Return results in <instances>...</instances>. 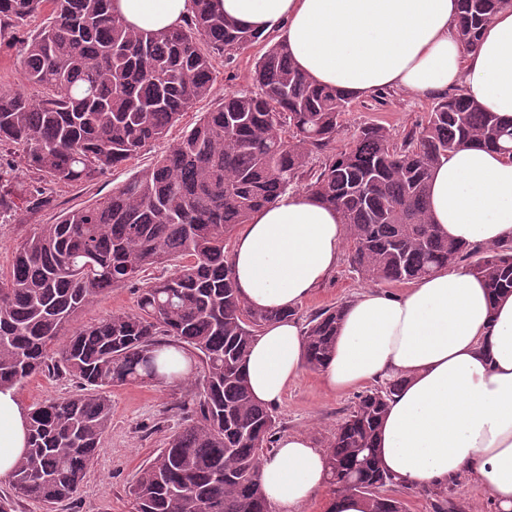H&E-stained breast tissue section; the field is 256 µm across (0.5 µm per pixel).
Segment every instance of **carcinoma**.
<instances>
[{
    "label": "carcinoma",
    "instance_id": "cac0c4a2",
    "mask_svg": "<svg viewBox=\"0 0 512 512\" xmlns=\"http://www.w3.org/2000/svg\"><path fill=\"white\" fill-rule=\"evenodd\" d=\"M507 0H461L458 36L469 50ZM19 74L42 88L32 97L0 91V157L37 175L27 211L52 202L49 187L95 181L167 137L180 116L212 95L216 59H231L261 38L195 0L182 25L158 32L128 27L112 0H0V36L22 29ZM255 89L224 95L155 164L112 195L38 224L0 273V386L52 369L86 392L29 411L27 454L16 464V496L60 504L78 491L102 448L112 415L106 389L166 378L165 348L198 359L191 398L178 405L188 424L137 473L134 512H272L260 481L276 417L247 385L244 367L263 327L292 311L254 310L236 288L225 254L233 227L304 187L336 209L348 261L365 281H415L472 259L469 271L497 296L512 292V244L479 246L443 237L426 208L434 166L468 145L508 152L512 121L463 94L441 96L419 129L402 139L374 123L344 149L336 139L352 99L312 83L276 42L256 62ZM0 219L14 212L1 183ZM168 278L146 283L137 308L72 326L78 311L134 284L157 264ZM346 304L314 314L303 361L320 369L333 353ZM405 379L358 395L326 451L333 494L365 498L368 512H406L381 494L399 485L379 463L376 435Z\"/></svg>",
    "mask_w": 512,
    "mask_h": 512
}]
</instances>
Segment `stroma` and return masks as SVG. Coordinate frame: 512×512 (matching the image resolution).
<instances>
[{
	"instance_id": "stroma-1",
	"label": "stroma",
	"mask_w": 512,
	"mask_h": 512,
	"mask_svg": "<svg viewBox=\"0 0 512 512\" xmlns=\"http://www.w3.org/2000/svg\"><path fill=\"white\" fill-rule=\"evenodd\" d=\"M276 34L263 35L232 61L218 60L217 79L210 98L197 102L169 130L165 140L147 146L125 165L107 170L94 184L57 187L53 207L36 214L18 209L14 220L0 223V270L9 271L16 247L36 224L54 223L60 212L79 208L111 195L134 174L150 168L156 159L208 111L214 109L225 93L248 89L258 58L275 43ZM432 105L422 98L398 89L389 90L385 101L374 97L352 98L345 115L344 128L336 140L337 147L347 145L357 128L364 123H379L404 136L415 129ZM367 287L347 257H340L334 271L298 306L295 318L306 326L312 314L344 302L355 301ZM137 286L118 288L111 294L85 307L78 315L81 324H91L115 313L136 308ZM25 408H33L51 398H64L79 393L77 381L66 374L45 371L23 381L16 388ZM185 392L183 383L154 386L134 383L112 388V417L99 455L89 466L73 500L56 505L54 510L24 499H14L9 481L0 480V495L13 498L14 512H132L129 489L138 470L154 458L167 437L183 427L184 420L176 405ZM357 389L332 392L326 389L319 371L302 369L292 381L280 404L272 411L280 436L307 435L313 446L327 448L338 424L352 410ZM407 512H497L482 487L470 476L463 475L448 484L425 491L400 490Z\"/></svg>"
}]
</instances>
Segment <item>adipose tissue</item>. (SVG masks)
I'll use <instances>...</instances> for the list:
<instances>
[{
	"mask_svg": "<svg viewBox=\"0 0 512 512\" xmlns=\"http://www.w3.org/2000/svg\"><path fill=\"white\" fill-rule=\"evenodd\" d=\"M225 15L278 34L315 83L366 97L384 88L420 97L462 89L512 120V0L470 51L457 36L460 0H217ZM131 28L183 24L193 0H112ZM429 215L442 235L472 245L512 242V159L478 146L432 170ZM337 212L289 191L255 211L230 256L246 305L289 310L311 296L341 255ZM295 321L267 325L245 374L254 398L280 403L301 370ZM320 373L344 391L401 375L377 448L395 479L424 490L459 475L482 485L497 512H512V294L492 298L483 280L448 265L399 295L374 290L346 307L333 354ZM28 441V412L15 388L0 389V479L11 477ZM325 454L302 434L284 437L261 464L273 512H300L323 485Z\"/></svg>",
	"mask_w": 512,
	"mask_h": 512,
	"instance_id": "obj_1",
	"label": "adipose tissue"
}]
</instances>
